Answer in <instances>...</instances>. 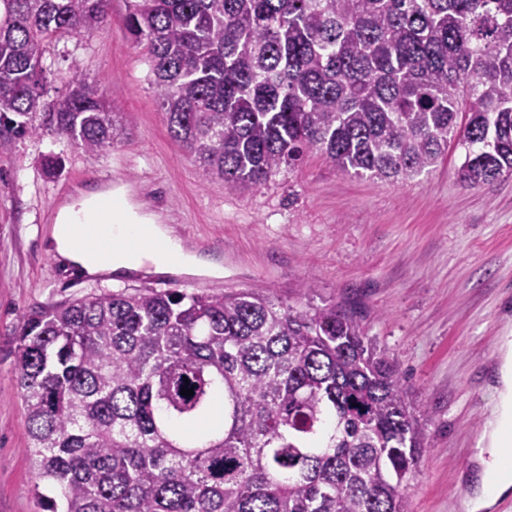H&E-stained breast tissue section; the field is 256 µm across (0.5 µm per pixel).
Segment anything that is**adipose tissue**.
Here are the masks:
<instances>
[{
	"instance_id": "ef3b65f1",
	"label": "adipose tissue",
	"mask_w": 512,
	"mask_h": 512,
	"mask_svg": "<svg viewBox=\"0 0 512 512\" xmlns=\"http://www.w3.org/2000/svg\"><path fill=\"white\" fill-rule=\"evenodd\" d=\"M80 224L100 225L102 237L113 241L108 269L119 275L139 269L147 261L160 271L171 267L210 274L223 271L217 262L182 251L179 245L173 243L169 229L158 224L155 216L145 212L123 187L107 192L85 193L61 207L57 214L51 240L53 248L77 273L92 274L99 269L96 246L91 244L81 251L71 247L76 227ZM140 238L161 241L162 247L147 253L125 248V241ZM504 345L506 355L496 388V412L484 433L489 456L486 467L493 471L494 478L481 480L472 502L474 512H483L499 497L512 491V340H505Z\"/></svg>"
}]
</instances>
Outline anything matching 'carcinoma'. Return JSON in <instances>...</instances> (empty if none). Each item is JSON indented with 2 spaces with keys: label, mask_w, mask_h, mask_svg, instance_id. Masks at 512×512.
<instances>
[{
  "label": "carcinoma",
  "mask_w": 512,
  "mask_h": 512,
  "mask_svg": "<svg viewBox=\"0 0 512 512\" xmlns=\"http://www.w3.org/2000/svg\"><path fill=\"white\" fill-rule=\"evenodd\" d=\"M110 2L0 0V146L112 148L100 86L74 71L51 99L43 63ZM130 2L171 135L230 190L314 151L398 180L453 143L463 185L512 173V0ZM14 355L48 512H409L432 447L397 359L344 304L105 292L25 311Z\"/></svg>",
  "instance_id": "carcinoma-1"
}]
</instances>
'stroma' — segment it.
Segmentation results:
<instances>
[{
    "instance_id": "35a3bbf8",
    "label": "stroma",
    "mask_w": 512,
    "mask_h": 512,
    "mask_svg": "<svg viewBox=\"0 0 512 512\" xmlns=\"http://www.w3.org/2000/svg\"><path fill=\"white\" fill-rule=\"evenodd\" d=\"M128 9L112 0L102 30L45 54L51 97L73 71L99 81L122 127L117 143L95 158L51 135L0 147V512H40L13 355L22 313L136 288L125 276H71L48 251L59 208L109 181L219 261L225 291L261 287L280 303L345 301L361 312L426 409L433 447L407 488L410 512H469L512 337V175L464 186V152L452 148L430 174L393 183L349 176L312 153L263 185L226 189L171 137ZM48 155L63 163L53 177Z\"/></svg>"
}]
</instances>
